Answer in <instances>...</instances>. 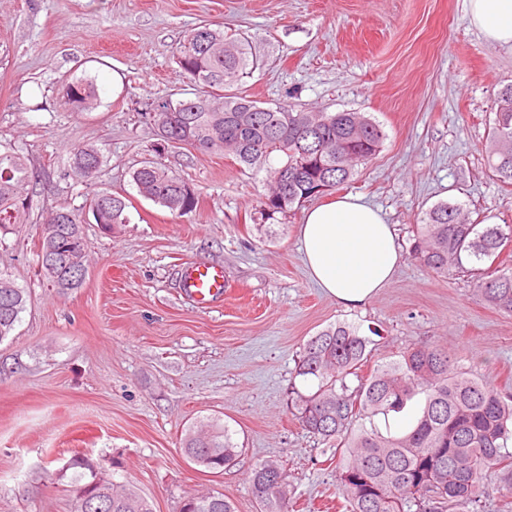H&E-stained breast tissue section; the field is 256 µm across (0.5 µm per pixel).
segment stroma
I'll list each match as a JSON object with an SVG mask.
<instances>
[{"label":"stroma","mask_w":512,"mask_h":512,"mask_svg":"<svg viewBox=\"0 0 512 512\" xmlns=\"http://www.w3.org/2000/svg\"><path fill=\"white\" fill-rule=\"evenodd\" d=\"M248 37L262 65L241 89L264 105L374 116L387 138L344 186L380 208L408 249L434 204L471 222L512 224V185L487 165L512 50L488 42L464 0H0V140L37 182L24 223L0 236V268L29 292L0 342V512H74L73 461L133 487L154 512H179L191 492L218 491L236 512H260L248 474L282 461L298 512H342L336 463L287 409L303 344L336 321L380 332L374 358L436 343L499 385H512V316L483 302L465 273L439 276L404 258L367 306L347 309L304 266L302 209L271 235L251 217L264 190L221 152L169 150L164 164L194 188L179 216L139 196L131 173L156 142L144 118L186 88L176 64L201 21ZM94 79L99 103L73 112L62 80ZM98 147L94 186L65 174L74 147ZM127 195L129 224H86L88 273L60 295L37 274L43 219L90 190ZM188 263L223 268L224 296L202 308L182 288ZM220 418L243 452L214 475L180 450L186 428Z\"/></svg>","instance_id":"35a3bbf8"}]
</instances>
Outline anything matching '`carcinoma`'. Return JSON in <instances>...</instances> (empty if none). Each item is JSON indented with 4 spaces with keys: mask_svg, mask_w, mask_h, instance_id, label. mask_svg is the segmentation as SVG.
<instances>
[{
    "mask_svg": "<svg viewBox=\"0 0 512 512\" xmlns=\"http://www.w3.org/2000/svg\"><path fill=\"white\" fill-rule=\"evenodd\" d=\"M192 88L181 98L164 100V111L147 112L156 129L153 155L140 162L132 181L140 196L186 215L196 210L192 186L161 162L170 141L199 151L220 149L252 173L264 174L266 192L259 197L254 226L281 222L303 201L348 182L358 166L380 151L383 127L361 112H304L291 104L265 108L233 87L258 66L249 41L224 35L210 24L190 30L177 56ZM65 103L74 112L98 104V89L87 77L62 86ZM487 161L500 181L512 184V84L501 90L490 132ZM103 163L101 150L85 145L70 154L72 175L86 183ZM35 175L19 150L0 142V232L29 213L18 206L29 195ZM106 191L89 194L82 206L61 205L44 220L37 256L48 251L55 268L39 274L61 294L81 287L85 276L72 277L75 256L87 260L83 212H97L105 228L130 223L125 197ZM512 242L511 224H474L456 204L440 202L424 212L413 229L409 254L438 275L458 271L475 275L478 296L512 316V267L493 277L481 265L495 262ZM28 300L26 289L0 269V343L20 322ZM378 330L372 331V336ZM372 336L360 326L338 321L304 344L296 362V382L288 388V410L300 425L336 454L339 488L348 512H480L485 486L498 480L512 496V393L485 375L461 364V358L437 345L409 348L398 358L376 364L370 374L361 368L370 360ZM418 400L412 422L393 429L390 418ZM187 460L213 474L236 464L241 448L228 425L213 420L190 427L181 440ZM98 472L72 486L89 488L98 512H154L136 490L117 484H96ZM252 496L261 512H289L290 484L285 466L266 460L252 468ZM180 512H235L219 492L190 493Z\"/></svg>",
    "mask_w": 512,
    "mask_h": 512,
    "instance_id": "cac0c4a2",
    "label": "carcinoma"
}]
</instances>
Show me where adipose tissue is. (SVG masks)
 Returning <instances> with one entry per match:
<instances>
[{"label": "adipose tissue", "mask_w": 512, "mask_h": 512, "mask_svg": "<svg viewBox=\"0 0 512 512\" xmlns=\"http://www.w3.org/2000/svg\"><path fill=\"white\" fill-rule=\"evenodd\" d=\"M468 16L489 42L512 49V0H468ZM299 235L312 279L347 308L370 303L402 260L393 225L357 195L306 210Z\"/></svg>", "instance_id": "ef3b65f1"}]
</instances>
